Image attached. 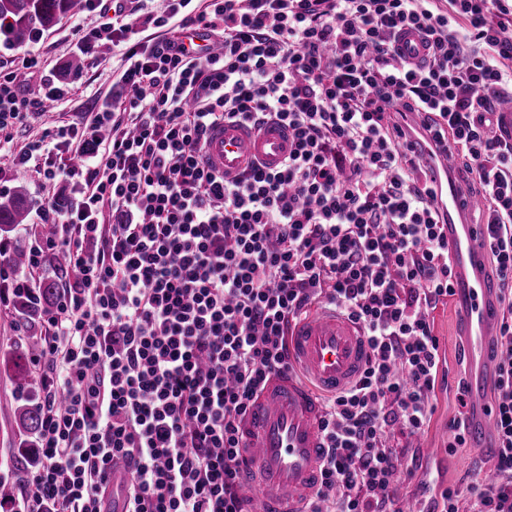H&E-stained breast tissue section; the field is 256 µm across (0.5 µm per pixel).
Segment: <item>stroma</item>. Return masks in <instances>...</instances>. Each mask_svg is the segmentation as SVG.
<instances>
[{
    "label": "stroma",
    "instance_id": "35a3bbf8",
    "mask_svg": "<svg viewBox=\"0 0 512 512\" xmlns=\"http://www.w3.org/2000/svg\"><path fill=\"white\" fill-rule=\"evenodd\" d=\"M97 23L95 15L77 12L66 15L55 26L39 30L34 42L13 46L0 52V67L10 68L14 62L26 56H38L41 65L28 78L30 87H37L42 81L50 80L55 85H71V92L50 108L34 123L19 132L14 139L15 148H23L29 141L40 138L45 129L72 121H80L91 112L101 97L111 94L112 79L122 69V54L111 41H101L97 48L98 64L89 69L84 83H74L72 75L66 74L65 67L74 56L75 32L81 27H92ZM71 184L61 176L46 181L36 172L14 173L0 171V197L21 195L29 211H36L53 200L69 199ZM435 333L440 338L442 355L449 377L460 374V343L455 334V309L452 302L438 305L433 313ZM45 312L40 308L0 309V355L16 356L25 342L26 335L40 333ZM34 385L22 388L14 380L11 370L0 371V476L11 474L24 462L18 456V449L30 446L32 439L20 434L17 428L18 410L29 400L38 399L42 386V367H32ZM457 411L454 388L439 390L436 410L432 420L420 433L419 449H416L415 474L406 481L401 490L406 494L419 492L427 472H434L437 489L448 487L459 490L483 471V460L476 449L463 447L448 449V419Z\"/></svg>",
    "mask_w": 512,
    "mask_h": 512
}]
</instances>
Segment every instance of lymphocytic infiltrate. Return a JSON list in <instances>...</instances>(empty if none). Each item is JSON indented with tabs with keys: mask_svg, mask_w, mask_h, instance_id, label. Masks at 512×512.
<instances>
[{
	"mask_svg": "<svg viewBox=\"0 0 512 512\" xmlns=\"http://www.w3.org/2000/svg\"><path fill=\"white\" fill-rule=\"evenodd\" d=\"M126 64L89 119L10 153L15 170L68 176L26 241L27 273L0 241V308L42 302L32 274L65 254L44 322L41 465L19 472L10 512H102L114 468L126 512H247L238 423L291 327L316 305L358 323L370 348L348 389L323 397L327 452L308 512H396L399 461L435 412L442 370L432 313L450 294L448 240L406 113L449 145L486 201L499 280L493 389L501 478L440 494L439 512H512V0H81ZM167 37L145 38L151 28ZM424 37L423 63L399 32ZM0 72V148L63 99ZM234 118L292 133L277 170L227 181L200 157ZM36 495H27L28 486Z\"/></svg>",
	"mask_w": 512,
	"mask_h": 512,
	"instance_id": "1",
	"label": "lymphocytic infiltrate"
}]
</instances>
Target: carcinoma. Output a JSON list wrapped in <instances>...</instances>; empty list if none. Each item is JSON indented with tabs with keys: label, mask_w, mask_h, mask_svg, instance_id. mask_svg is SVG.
Wrapping results in <instances>:
<instances>
[{
	"label": "carcinoma",
	"mask_w": 512,
	"mask_h": 512,
	"mask_svg": "<svg viewBox=\"0 0 512 512\" xmlns=\"http://www.w3.org/2000/svg\"><path fill=\"white\" fill-rule=\"evenodd\" d=\"M80 0H0V20L5 23L9 39L23 43L31 26L50 27L62 16L78 8ZM25 201L19 197L0 202V224H20L26 218ZM19 425L28 434H36L41 427L39 407L31 403L21 408Z\"/></svg>",
	"instance_id": "cac0c4a2"
}]
</instances>
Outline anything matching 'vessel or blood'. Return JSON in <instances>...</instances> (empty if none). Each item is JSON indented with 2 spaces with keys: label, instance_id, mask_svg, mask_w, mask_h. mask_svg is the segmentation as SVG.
Masks as SVG:
<instances>
[{
  "label": "vessel or blood",
  "instance_id": "vessel-or-blood-1",
  "mask_svg": "<svg viewBox=\"0 0 512 512\" xmlns=\"http://www.w3.org/2000/svg\"><path fill=\"white\" fill-rule=\"evenodd\" d=\"M398 44L408 60L426 55L415 31L403 32ZM290 143L288 128L280 122L250 127L228 120L209 131L202 160L233 180L253 167L276 170ZM452 166V161L443 162L429 180L435 188L434 204L447 220L456 328L467 350L466 442L486 459L483 477L493 483L498 479V434L488 392L500 362L501 305L498 282L486 273L488 239L482 225L468 221L479 201L458 196L448 176ZM289 354L293 372L270 378L240 428L237 474L244 489L256 497L255 512H304L321 486L325 443L320 397L347 389L362 373L369 349L357 324L322 307L293 328Z\"/></svg>",
  "mask_w": 512,
  "mask_h": 512
}]
</instances>
